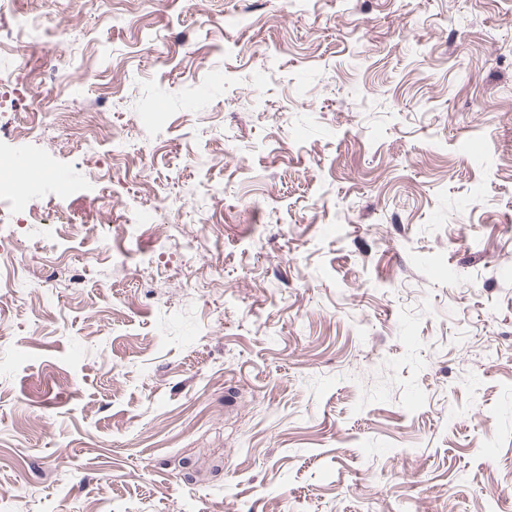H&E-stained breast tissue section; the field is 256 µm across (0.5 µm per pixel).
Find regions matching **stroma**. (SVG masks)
<instances>
[{"label":"stroma","instance_id":"1","mask_svg":"<svg viewBox=\"0 0 512 512\" xmlns=\"http://www.w3.org/2000/svg\"><path fill=\"white\" fill-rule=\"evenodd\" d=\"M33 9L0 512H512V0Z\"/></svg>","mask_w":512,"mask_h":512}]
</instances>
